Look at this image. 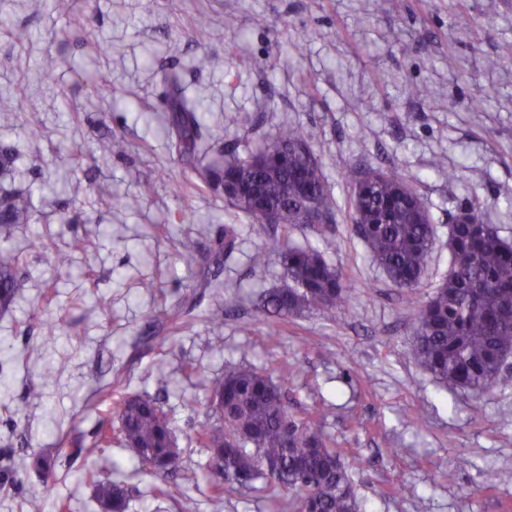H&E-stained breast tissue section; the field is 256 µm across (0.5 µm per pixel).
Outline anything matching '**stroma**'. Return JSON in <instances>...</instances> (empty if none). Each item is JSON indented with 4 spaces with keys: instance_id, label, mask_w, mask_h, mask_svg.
I'll return each mask as SVG.
<instances>
[{
    "instance_id": "35a3bbf8",
    "label": "stroma",
    "mask_w": 512,
    "mask_h": 512,
    "mask_svg": "<svg viewBox=\"0 0 512 512\" xmlns=\"http://www.w3.org/2000/svg\"><path fill=\"white\" fill-rule=\"evenodd\" d=\"M496 3L488 17L485 0H80L62 17L52 0H0V23L29 31L22 44L0 35V97L20 103L0 112V147L17 153L0 195L33 203L30 223L0 224V245L26 251L16 301L0 312L11 345L0 356V473L15 478L0 512H101L98 479L125 488L127 512H176L157 492L170 472L94 446L129 396L159 399L180 465L196 473L198 512H291L288 491L269 480L214 491L194 431L215 420L208 387L233 366L271 373L290 413L319 417L360 512H512V483L489 479L512 470V371L482 394L449 387L414 364L410 327L448 271L462 209L512 239V0ZM304 28L320 38L297 42ZM202 53L211 65L199 71L190 60ZM48 54L60 62L50 77ZM168 74L203 99L224 132L219 150L244 156L285 126L309 129L338 204L327 259L351 282L347 306L289 318L268 337L257 297L286 281L278 264L256 268L250 257L284 232L248 223L169 153ZM415 84L431 96H410ZM112 133L126 154L103 153ZM74 143L80 165L54 168L55 148ZM379 167L415 179L435 225L411 292L371 261L351 218L349 173ZM75 180L86 186L78 197L65 190ZM146 181L154 193L138 211L108 203ZM184 210L193 223L181 222ZM228 224L241 242L226 259ZM186 236L199 242L193 263L178 255ZM60 252L73 277L54 279ZM173 307L179 324H159ZM38 453L50 471L29 468Z\"/></svg>"
}]
</instances>
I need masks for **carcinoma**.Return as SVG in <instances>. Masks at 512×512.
Returning <instances> with one entry per match:
<instances>
[{
	"label": "carcinoma",
	"instance_id": "carcinoma-1",
	"mask_svg": "<svg viewBox=\"0 0 512 512\" xmlns=\"http://www.w3.org/2000/svg\"><path fill=\"white\" fill-rule=\"evenodd\" d=\"M165 132L170 151L192 168L200 180L215 189L228 177L246 195L226 203L252 224H266L267 213L277 214L283 235L268 251L251 257L261 267L274 258L288 287L261 297V310L271 318L269 337L280 335L279 324L303 312L333 309L351 298L350 280L328 262L325 253L336 241L325 236L321 246H300L288 237V228L306 223L313 209L323 223H335L336 201L327 187L311 134L289 126L246 156L222 155L209 166L200 164L212 142L221 135L206 123L203 101L192 99L177 79ZM76 148L56 150L51 165L68 168L78 163ZM353 221L372 261L401 289L413 290L428 264L434 224L412 180L382 168L348 177ZM150 192L145 184L136 194H115L112 203L125 209L139 206ZM32 216L28 196H0V224H26ZM448 273L432 295L415 311L411 326L415 363L435 379L479 394L498 378L512 357V241L498 227L486 224L469 208L457 215L449 237ZM24 249L0 246V311L10 309L16 297L15 274L24 262ZM224 396L217 420L195 432L197 443L210 452H224L218 471L235 484L238 471L249 473L247 488L269 479L292 492L294 512H358L350 475L331 447V437L312 416L288 412L281 387L271 374L234 368L211 382L209 397ZM119 441L135 448L138 460L155 471L173 467L179 453L167 414L152 399H125L118 412ZM103 512H125V489L110 481L97 482ZM162 497L178 502L179 512H196L185 485L173 481L159 489Z\"/></svg>",
	"mask_w": 512,
	"mask_h": 512
}]
</instances>
